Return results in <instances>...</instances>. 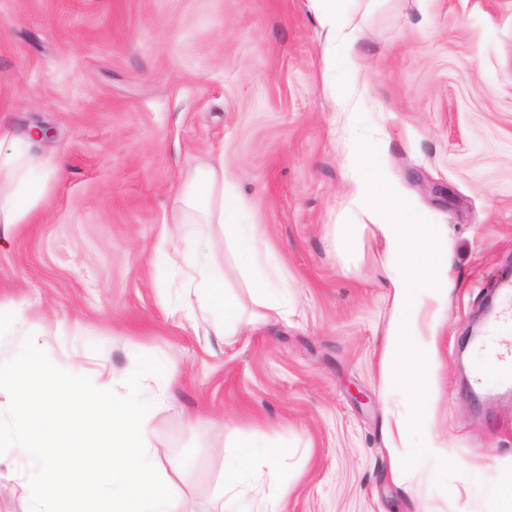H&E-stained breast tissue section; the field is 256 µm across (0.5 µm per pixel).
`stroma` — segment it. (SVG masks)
I'll return each instance as SVG.
<instances>
[{
	"instance_id": "stroma-1",
	"label": "stroma",
	"mask_w": 512,
	"mask_h": 512,
	"mask_svg": "<svg viewBox=\"0 0 512 512\" xmlns=\"http://www.w3.org/2000/svg\"><path fill=\"white\" fill-rule=\"evenodd\" d=\"M361 28L359 109L397 193L448 249L447 309L417 293L435 338L422 432L447 448L398 468L389 431L385 243L353 205L356 122L329 87L313 0H0V125L50 127L62 173L0 250V301L22 305L61 368L115 392L149 354L172 377L154 446L177 492L213 512L224 460L259 439L287 454L254 512H512V395H472L468 329L512 276V0H337ZM223 157L246 222L275 254L288 314L232 345L174 313L175 188ZM437 331H430L434 314Z\"/></svg>"
}]
</instances>
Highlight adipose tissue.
<instances>
[{
  "instance_id": "obj_1",
  "label": "adipose tissue",
  "mask_w": 512,
  "mask_h": 512,
  "mask_svg": "<svg viewBox=\"0 0 512 512\" xmlns=\"http://www.w3.org/2000/svg\"><path fill=\"white\" fill-rule=\"evenodd\" d=\"M7 148H0V247L8 241L11 226L24 224L33 215L47 181L56 177L59 164L38 149L37 136L15 135L5 131ZM175 223L219 224L224 228L223 245L235 266L252 302L278 315L288 311V293L268 287L258 264V256L267 251L260 228L239 220L243 207L236 192V174L223 159L197 167L181 183L177 193ZM187 267L185 287L193 292L199 316L218 336H237L254 322L245 316L236 300L224 291V269L212 250L187 242L183 251ZM252 454L251 443H244L239 461L224 470V489L215 512H241L239 502L246 493L253 473L246 461Z\"/></svg>"
}]
</instances>
